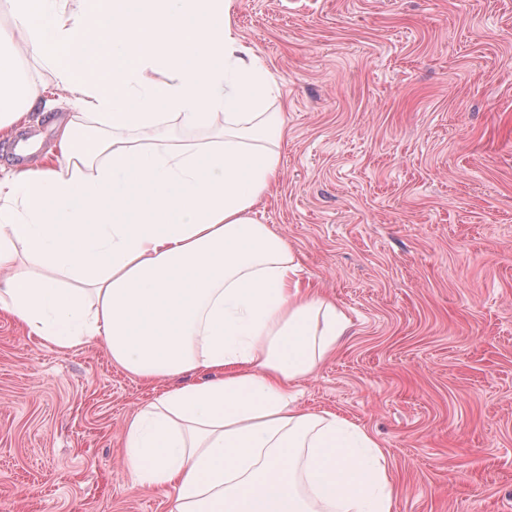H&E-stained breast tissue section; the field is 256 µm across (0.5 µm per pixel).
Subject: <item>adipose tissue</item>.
<instances>
[{"mask_svg":"<svg viewBox=\"0 0 512 512\" xmlns=\"http://www.w3.org/2000/svg\"><path fill=\"white\" fill-rule=\"evenodd\" d=\"M7 2L0 133L52 110L46 74L79 114L58 126L54 164L0 176V309L57 349L102 344L145 380L210 373L125 425L132 489L164 488L169 512H393L372 435L292 405L293 383L350 320L302 287L287 242L253 217L284 128L266 109L268 71L233 31V0ZM171 121L214 133L136 155L117 137ZM81 130L98 140L83 164Z\"/></svg>","mask_w":512,"mask_h":512,"instance_id":"adipose-tissue-1","label":"adipose tissue"}]
</instances>
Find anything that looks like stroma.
I'll return each mask as SVG.
<instances>
[{
	"label": "stroma",
	"mask_w": 512,
	"mask_h": 512,
	"mask_svg": "<svg viewBox=\"0 0 512 512\" xmlns=\"http://www.w3.org/2000/svg\"><path fill=\"white\" fill-rule=\"evenodd\" d=\"M232 26L287 138L255 217L352 322L297 406L375 436L395 512H512V0H234ZM181 383L0 310V512H169L123 429Z\"/></svg>",
	"instance_id": "1"
}]
</instances>
